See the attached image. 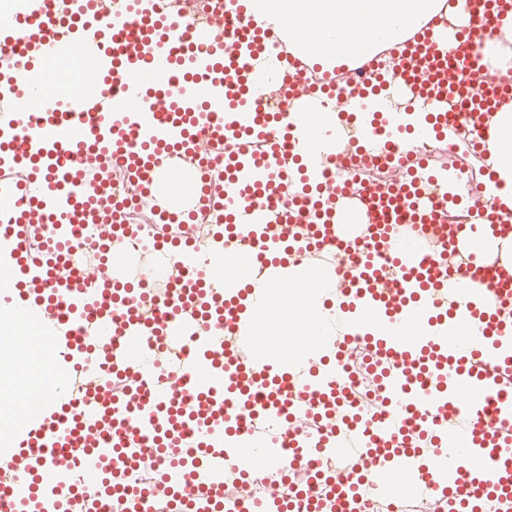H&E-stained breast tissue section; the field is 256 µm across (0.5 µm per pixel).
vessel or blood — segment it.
Wrapping results in <instances>:
<instances>
[{"label": "vessel or blood", "instance_id": "1", "mask_svg": "<svg viewBox=\"0 0 512 512\" xmlns=\"http://www.w3.org/2000/svg\"><path fill=\"white\" fill-rule=\"evenodd\" d=\"M512 0H483L455 26L407 35L396 68L336 95V75L296 82L287 31L224 0L207 22L161 10L157 0H31L0 20V280L11 284L23 331L19 393L0 401L17 428L0 437V512H291L283 498L224 496L228 468L300 467L308 451L333 457L320 490L302 488L305 512H356L362 495L442 497L448 512H482L486 499L512 512V210L478 223L439 220L448 170L409 177L403 153L377 134L331 138L317 150L297 114L333 118L375 95L423 115L435 137L465 132L485 152L488 118L512 102V82L474 49ZM73 90H64L60 73ZM285 102L260 104L261 74ZM226 145L224 177L208 156ZM386 154L398 178L362 188L322 177ZM120 162L161 224L216 215L213 242L243 253L237 285L216 291L222 268L192 259L190 241L168 237L164 254L185 271L164 290L130 281L114 257L132 232L112 198ZM293 194H286L287 186ZM408 213L434 247L395 244L391 214ZM85 224L105 228L95 266L72 262ZM385 246L400 274L389 283L372 255L349 268L339 254L334 335L304 373L255 350L260 324L250 267L279 280L296 252L334 240ZM463 262L448 269V253ZM369 354L385 397L380 420L359 417L336 391L335 364L350 343ZM257 414L273 432H243ZM166 463L145 489L124 485L143 451Z\"/></svg>", "mask_w": 512, "mask_h": 512}]
</instances>
